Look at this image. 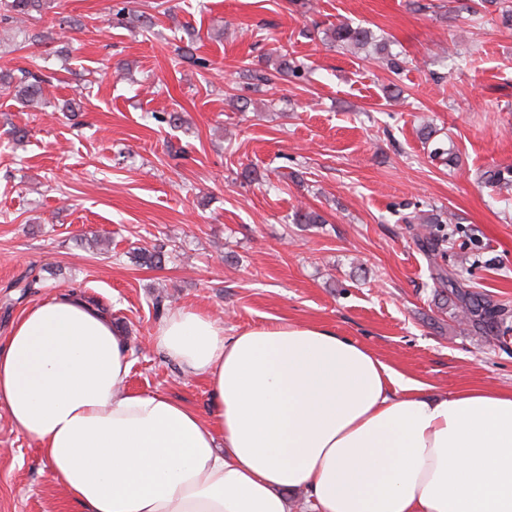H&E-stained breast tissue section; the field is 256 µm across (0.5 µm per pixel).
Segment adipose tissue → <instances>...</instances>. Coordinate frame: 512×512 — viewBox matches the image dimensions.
I'll return each instance as SVG.
<instances>
[{"label": "adipose tissue", "instance_id": "ef3b65f1", "mask_svg": "<svg viewBox=\"0 0 512 512\" xmlns=\"http://www.w3.org/2000/svg\"><path fill=\"white\" fill-rule=\"evenodd\" d=\"M152 345L205 378L201 416L127 389L130 348L76 293L0 340V409L80 512H512V390L432 395L369 348L276 318L233 335L191 306Z\"/></svg>", "mask_w": 512, "mask_h": 512}]
</instances>
